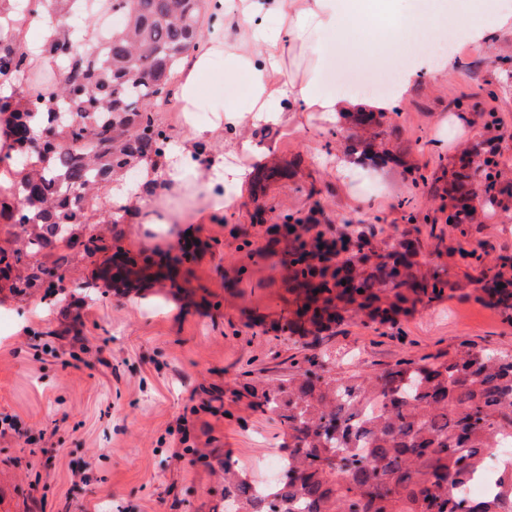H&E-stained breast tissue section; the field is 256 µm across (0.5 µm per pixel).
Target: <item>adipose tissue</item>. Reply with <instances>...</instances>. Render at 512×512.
<instances>
[{"label": "adipose tissue", "mask_w": 512, "mask_h": 512, "mask_svg": "<svg viewBox=\"0 0 512 512\" xmlns=\"http://www.w3.org/2000/svg\"><path fill=\"white\" fill-rule=\"evenodd\" d=\"M224 15L236 29L233 42H212L209 49L191 55L185 76L174 93L178 111L190 114L198 107L197 77L207 70L213 55L224 57V78H243L251 98L249 111L225 105L212 125H189L188 131L158 163L141 167L142 183L161 182L162 193L148 197L139 191L104 188L108 206L123 215L156 223L163 198L185 191L201 204L223 201L233 206V190L249 180L252 163L265 159L243 129L263 125L288 126L289 113L319 112L328 121L354 112H385L394 98L407 90L419 73L441 78L447 64L436 47L447 45L458 30L439 0H429L420 15H409L380 27L369 21L362 0H224ZM350 53L359 65L394 64L411 59L390 97L357 92L325 91L317 81L330 47ZM223 139L225 155L212 157L209 169L199 159L205 145ZM235 166L225 167V157Z\"/></svg>", "instance_id": "obj_1"}]
</instances>
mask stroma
<instances>
[{
    "label": "stroma",
    "instance_id": "1",
    "mask_svg": "<svg viewBox=\"0 0 512 512\" xmlns=\"http://www.w3.org/2000/svg\"><path fill=\"white\" fill-rule=\"evenodd\" d=\"M451 52L448 77L420 76L373 125L301 112L292 130L251 131L272 151L255 171L291 174L250 182L230 211L170 203L193 221L190 261L119 284L100 277L101 257L78 237L43 257L69 270L54 300L0 280V417L14 422L0 435V512H224L219 462L258 476L288 440L245 383L284 384L313 361L371 375L402 358L446 359L464 342L512 354V308L477 302L478 271L458 254L477 250L512 279V35L458 37ZM199 85L198 125L224 101L248 105L223 61ZM475 148L495 162L496 202L461 231L447 222L448 183ZM344 156L359 157V170L337 173ZM290 215L329 240L363 232L352 262L410 243L421 271L450 285L386 323L348 311L325 329L288 332L295 239L269 228ZM95 231L134 255L179 240L128 218Z\"/></svg>",
    "mask_w": 512,
    "mask_h": 512
}]
</instances>
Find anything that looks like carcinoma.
I'll list each match as a JSON object with an SVG mask.
<instances>
[{"instance_id": "carcinoma-1", "label": "carcinoma", "mask_w": 512, "mask_h": 512, "mask_svg": "<svg viewBox=\"0 0 512 512\" xmlns=\"http://www.w3.org/2000/svg\"><path fill=\"white\" fill-rule=\"evenodd\" d=\"M88 2L0 0V134L17 158L0 156V219L24 229L22 247L0 249V277L32 260L16 288L58 287L65 270L37 260L56 242L53 231L72 237L106 222L98 190L164 154L169 136L153 108L171 95L186 54L204 47L206 12L220 11L215 0H112L122 21L105 28ZM26 11L58 21L38 46L51 58L45 70L32 68L16 42ZM78 12L90 24L70 33L65 23ZM468 168L448 183V223L457 227L473 222L469 200L479 180L485 202L495 201L491 175ZM351 243L318 241L316 264L302 245L293 253L294 279L315 319L340 320L348 306L384 318L448 286L437 272L416 274L408 245L369 272L331 265V250ZM85 249L105 253L106 265L116 256L122 269L137 265L117 240L91 234ZM477 283L478 302L512 307V281L484 268ZM247 392L287 431L288 448L278 478L264 485L224 459V512H512V472L481 501L457 493L512 431V356L468 349L446 361L401 359L374 375L306 370L286 385Z\"/></svg>"}]
</instances>
